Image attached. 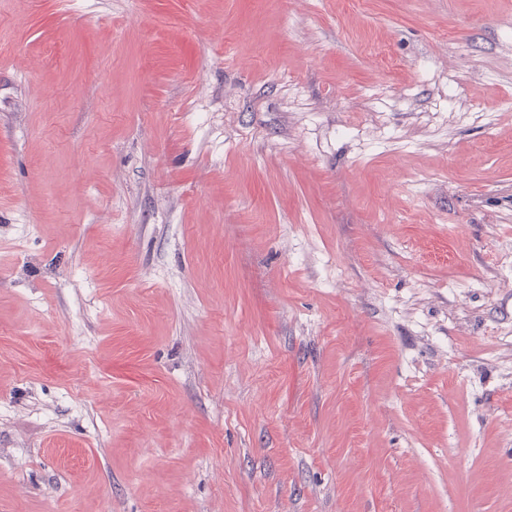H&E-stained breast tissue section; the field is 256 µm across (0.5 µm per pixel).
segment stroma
Instances as JSON below:
<instances>
[{"label": "stroma", "mask_w": 512, "mask_h": 512, "mask_svg": "<svg viewBox=\"0 0 512 512\" xmlns=\"http://www.w3.org/2000/svg\"><path fill=\"white\" fill-rule=\"evenodd\" d=\"M0 512H512V0H0Z\"/></svg>", "instance_id": "stroma-1"}]
</instances>
